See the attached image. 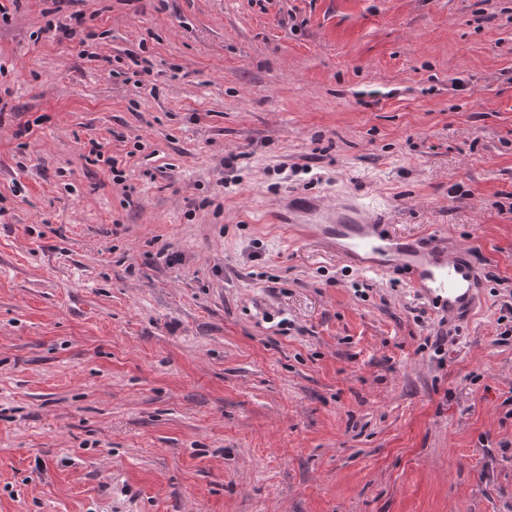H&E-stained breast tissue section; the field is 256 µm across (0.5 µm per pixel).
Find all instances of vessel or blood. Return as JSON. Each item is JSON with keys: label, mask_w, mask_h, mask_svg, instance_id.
<instances>
[{"label": "vessel or blood", "mask_w": 512, "mask_h": 512, "mask_svg": "<svg viewBox=\"0 0 512 512\" xmlns=\"http://www.w3.org/2000/svg\"><path fill=\"white\" fill-rule=\"evenodd\" d=\"M282 221L303 237L331 243L362 271L401 276L414 295L449 318L465 319L480 303L483 283L468 250L443 247L430 233L395 236L384 218L357 198L331 203L293 197Z\"/></svg>", "instance_id": "b4317fda"}]
</instances>
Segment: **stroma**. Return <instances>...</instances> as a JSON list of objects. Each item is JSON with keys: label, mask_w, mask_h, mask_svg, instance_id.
Wrapping results in <instances>:
<instances>
[{"label": "stroma", "mask_w": 512, "mask_h": 512, "mask_svg": "<svg viewBox=\"0 0 512 512\" xmlns=\"http://www.w3.org/2000/svg\"><path fill=\"white\" fill-rule=\"evenodd\" d=\"M50 7L0 21V512H512V0ZM294 194L467 248L456 345ZM86 14L83 10L72 12L69 17L64 20H57L48 22L50 28L54 27L59 33L62 34L63 39L72 40L76 37L80 38V43L83 44L86 40H91L95 36V32L88 27H85Z\"/></svg>", "instance_id": "obj_1"}]
</instances>
